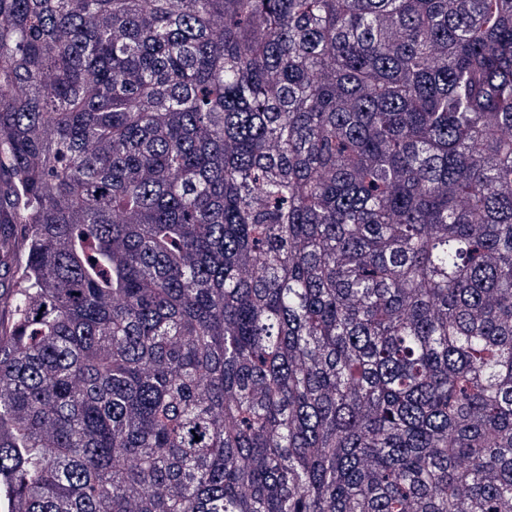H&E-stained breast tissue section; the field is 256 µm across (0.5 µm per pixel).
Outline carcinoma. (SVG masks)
<instances>
[{"instance_id":"carcinoma-1","label":"carcinoma","mask_w":512,"mask_h":512,"mask_svg":"<svg viewBox=\"0 0 512 512\" xmlns=\"http://www.w3.org/2000/svg\"><path fill=\"white\" fill-rule=\"evenodd\" d=\"M19 237L6 512H512V0H0Z\"/></svg>"}]
</instances>
